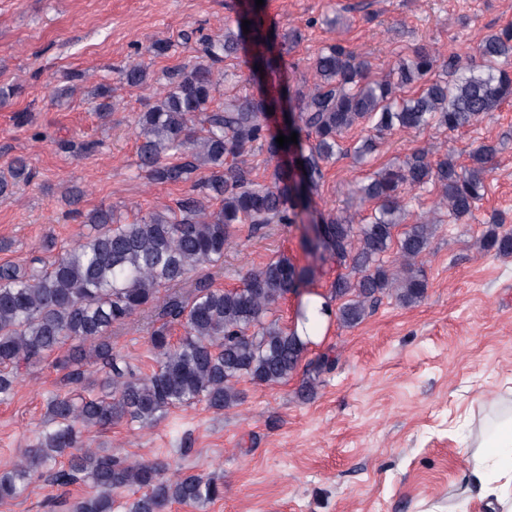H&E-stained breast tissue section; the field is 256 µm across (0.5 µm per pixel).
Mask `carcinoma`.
Returning <instances> with one entry per match:
<instances>
[{
  "label": "carcinoma",
  "instance_id": "cac0c4a2",
  "mask_svg": "<svg viewBox=\"0 0 512 512\" xmlns=\"http://www.w3.org/2000/svg\"><path fill=\"white\" fill-rule=\"evenodd\" d=\"M244 20L251 22L248 34ZM236 24L237 31H226L222 39H199L197 55L159 73L143 62L119 69L120 81L131 88L164 86L134 117L139 169L156 183L187 184L189 191L129 223L117 221L110 207L91 210L84 223L94 232L58 259L48 263L33 256L23 264L0 265V400L12 395L22 370L69 342L75 349L59 364L71 380L85 379L87 360L108 370L100 395L50 402V427L22 462L0 472V500L18 495L35 472L63 456L67 468L56 480H81L93 489L75 503L74 512H113L112 493L123 488L139 494L126 512H164L173 502L202 508L221 498L224 485L213 478L187 473L168 478L163 464H128L85 447L83 432L123 421L150 426L169 409L193 401L231 408L242 400L236 388L241 377L259 385L288 381L307 343L270 314L288 293L304 287L313 271L282 256L250 270L240 288L200 282L187 297H169L150 334L157 369L146 376L113 351L107 337L112 325L153 304L160 289L187 280L199 267L221 264L236 228L247 227L251 236L266 224L298 223L313 207L326 165L336 157L351 152L362 160L396 129L438 126L453 133L512 98V25H507L483 37L467 64L456 56L441 62L422 45L380 79L368 77L367 59L330 44L315 60L311 90L280 83L274 91L234 95L217 105L220 88L237 78L223 70L224 59L249 43L252 76L273 82L288 53L287 43L265 29L255 0ZM287 102L296 106L286 109ZM94 109L103 119L112 115L111 86H98ZM286 110L291 116L271 130L268 115ZM358 126L367 136L346 146V134ZM293 132L297 142L279 147L278 135ZM497 152L496 144L482 143L469 154V165L460 166L451 153L433 160L416 149L357 188L376 204L371 216L357 221L344 211L317 213L321 233L305 245L348 269L331 283L321 313H329L336 301L340 324L354 326L385 295L403 305L419 302L427 281L417 258L436 227L420 222L397 233L407 212L404 193L438 187L448 217L468 220L484 197ZM258 154L278 162L268 180L252 176L249 158ZM33 177L27 158L16 157L0 174V196ZM394 246L396 266L386 260ZM483 246L499 257L512 256V231L491 225ZM175 325L183 335L174 344ZM333 364L327 354L310 362L301 395L314 394L317 377Z\"/></svg>",
  "mask_w": 512,
  "mask_h": 512
}]
</instances>
